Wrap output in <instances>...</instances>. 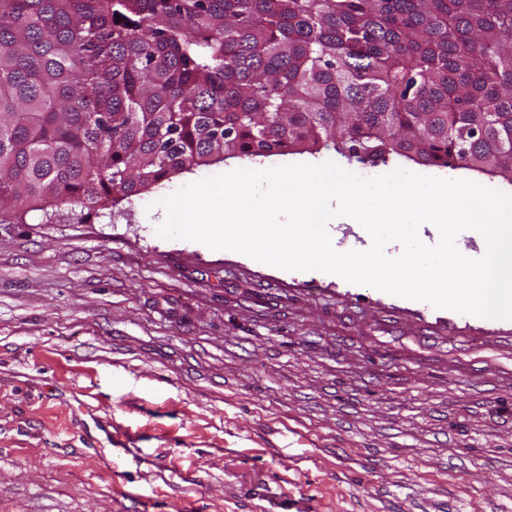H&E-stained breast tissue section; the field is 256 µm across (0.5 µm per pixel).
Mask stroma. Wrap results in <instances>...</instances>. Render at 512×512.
Segmentation results:
<instances>
[{
    "mask_svg": "<svg viewBox=\"0 0 512 512\" xmlns=\"http://www.w3.org/2000/svg\"><path fill=\"white\" fill-rule=\"evenodd\" d=\"M0 224V512H512V319L160 237Z\"/></svg>",
    "mask_w": 512,
    "mask_h": 512,
    "instance_id": "1",
    "label": "stroma"
}]
</instances>
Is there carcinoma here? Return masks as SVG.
<instances>
[{"label": "carcinoma", "instance_id": "obj_1", "mask_svg": "<svg viewBox=\"0 0 512 512\" xmlns=\"http://www.w3.org/2000/svg\"><path fill=\"white\" fill-rule=\"evenodd\" d=\"M323 148L512 183V0H0V224Z\"/></svg>", "mask_w": 512, "mask_h": 512}]
</instances>
